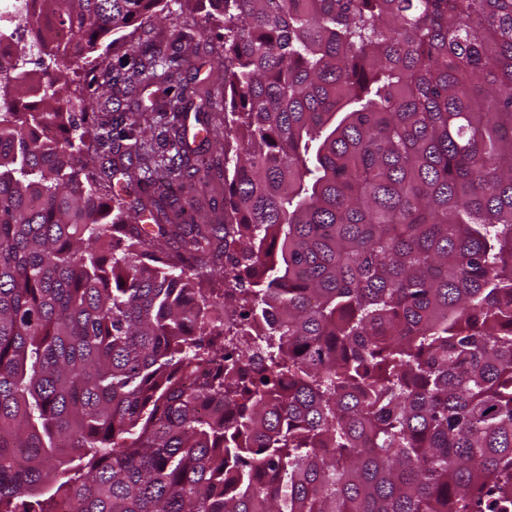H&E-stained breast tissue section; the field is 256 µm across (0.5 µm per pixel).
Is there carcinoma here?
<instances>
[{"mask_svg": "<svg viewBox=\"0 0 512 512\" xmlns=\"http://www.w3.org/2000/svg\"><path fill=\"white\" fill-rule=\"evenodd\" d=\"M34 2L0 67V512H512V0H210L220 224L96 166L131 140L182 182L211 91L158 151L74 86L162 0Z\"/></svg>", "mask_w": 512, "mask_h": 512, "instance_id": "carcinoma-1", "label": "carcinoma"}]
</instances>
